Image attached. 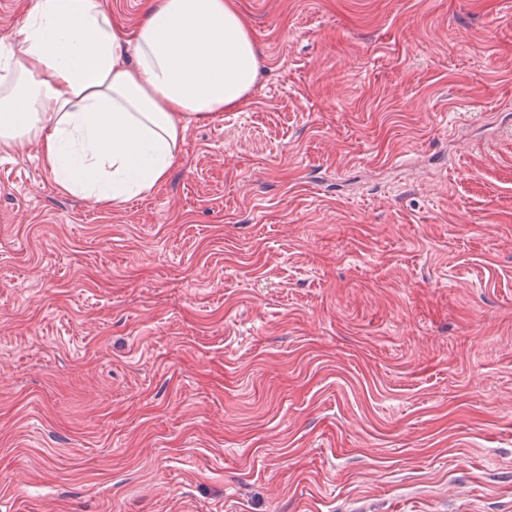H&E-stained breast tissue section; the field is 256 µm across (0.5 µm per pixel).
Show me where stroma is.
I'll use <instances>...</instances> for the list:
<instances>
[{
    "mask_svg": "<svg viewBox=\"0 0 512 512\" xmlns=\"http://www.w3.org/2000/svg\"><path fill=\"white\" fill-rule=\"evenodd\" d=\"M237 6L150 195L0 154V512H512V0Z\"/></svg>",
    "mask_w": 512,
    "mask_h": 512,
    "instance_id": "obj_1",
    "label": "stroma"
}]
</instances>
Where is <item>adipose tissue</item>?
Here are the masks:
<instances>
[{"mask_svg": "<svg viewBox=\"0 0 512 512\" xmlns=\"http://www.w3.org/2000/svg\"><path fill=\"white\" fill-rule=\"evenodd\" d=\"M258 49L234 0H147L129 28L100 0H27L0 46V152L33 142L58 191L152 193L189 123L245 106Z\"/></svg>", "mask_w": 512, "mask_h": 512, "instance_id": "obj_1", "label": "adipose tissue"}]
</instances>
